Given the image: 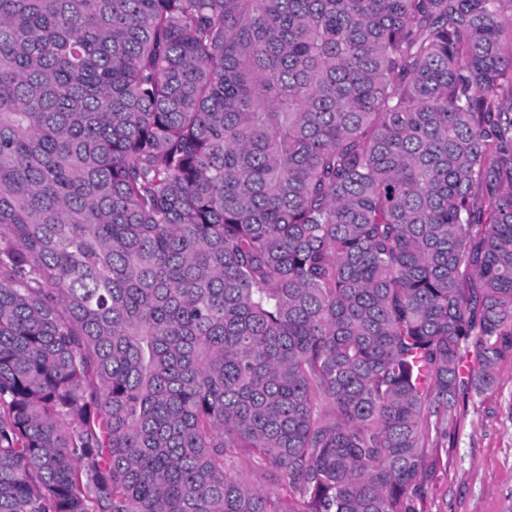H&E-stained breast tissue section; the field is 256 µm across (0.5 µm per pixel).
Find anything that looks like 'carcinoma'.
<instances>
[{"label": "carcinoma", "instance_id": "carcinoma-1", "mask_svg": "<svg viewBox=\"0 0 512 512\" xmlns=\"http://www.w3.org/2000/svg\"><path fill=\"white\" fill-rule=\"evenodd\" d=\"M511 350L512 0H0V512H421Z\"/></svg>", "mask_w": 512, "mask_h": 512}]
</instances>
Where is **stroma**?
<instances>
[{"label": "stroma", "mask_w": 512, "mask_h": 512, "mask_svg": "<svg viewBox=\"0 0 512 512\" xmlns=\"http://www.w3.org/2000/svg\"><path fill=\"white\" fill-rule=\"evenodd\" d=\"M494 392L474 398L448 469L431 495L443 512H512V355L498 368Z\"/></svg>", "instance_id": "35a3bbf8"}]
</instances>
